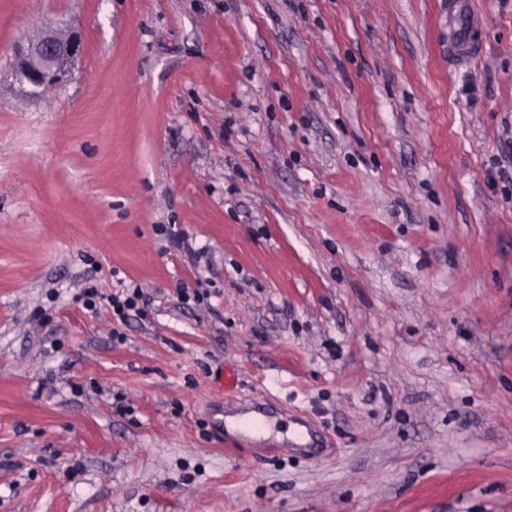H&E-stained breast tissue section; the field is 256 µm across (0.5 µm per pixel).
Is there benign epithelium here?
I'll return each mask as SVG.
<instances>
[{
	"label": "benign epithelium",
	"mask_w": 512,
	"mask_h": 512,
	"mask_svg": "<svg viewBox=\"0 0 512 512\" xmlns=\"http://www.w3.org/2000/svg\"><path fill=\"white\" fill-rule=\"evenodd\" d=\"M81 51L82 38L75 27H46L16 48L13 81L37 97L63 80Z\"/></svg>",
	"instance_id": "7a95c632"
}]
</instances>
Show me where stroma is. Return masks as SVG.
Segmentation results:
<instances>
[{
	"mask_svg": "<svg viewBox=\"0 0 512 512\" xmlns=\"http://www.w3.org/2000/svg\"><path fill=\"white\" fill-rule=\"evenodd\" d=\"M472 4L466 63L451 0H0V512H512V0ZM120 281L146 317L73 299ZM81 51L82 38L75 27H46L16 48L13 81L37 97L63 80Z\"/></svg>",
	"mask_w": 512,
	"mask_h": 512,
	"instance_id": "stroma-1",
	"label": "stroma"
}]
</instances>
